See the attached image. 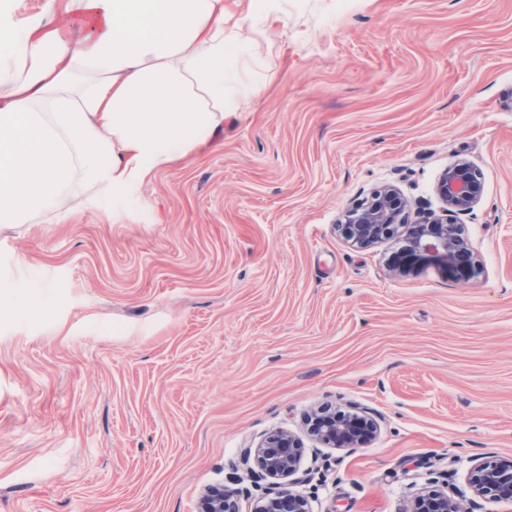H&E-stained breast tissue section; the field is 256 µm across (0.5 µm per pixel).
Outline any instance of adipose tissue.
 I'll return each instance as SVG.
<instances>
[{"mask_svg": "<svg viewBox=\"0 0 512 512\" xmlns=\"http://www.w3.org/2000/svg\"><path fill=\"white\" fill-rule=\"evenodd\" d=\"M0 0V225L66 224L120 205L225 120L280 0Z\"/></svg>", "mask_w": 512, "mask_h": 512, "instance_id": "ef3b65f1", "label": "adipose tissue"}]
</instances>
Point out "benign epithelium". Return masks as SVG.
<instances>
[{
  "instance_id": "obj_1",
  "label": "benign epithelium",
  "mask_w": 512,
  "mask_h": 512,
  "mask_svg": "<svg viewBox=\"0 0 512 512\" xmlns=\"http://www.w3.org/2000/svg\"><path fill=\"white\" fill-rule=\"evenodd\" d=\"M480 177L465 164H454L441 175L437 194L450 213L470 211L481 198ZM405 205L396 189L386 187L353 205L338 225L349 241L369 246L391 237L404 222ZM408 244L401 254L398 273L435 267L455 281L466 282L478 273L470 245L462 235L461 225L431 216L407 225ZM372 420L357 413L344 418L321 415L313 432L332 448H362L373 432ZM302 448L286 432L268 437L254 449V464L273 488L254 505L253 512H310L305 497L290 485L300 468ZM469 485L475 496L493 501H512V462H481L469 472ZM238 488L212 487L202 497L199 512H239ZM410 512H462L461 502L440 489L418 496Z\"/></svg>"
}]
</instances>
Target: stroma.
<instances>
[{
	"instance_id": "stroma-1",
	"label": "stroma",
	"mask_w": 512,
	"mask_h": 512,
	"mask_svg": "<svg viewBox=\"0 0 512 512\" xmlns=\"http://www.w3.org/2000/svg\"><path fill=\"white\" fill-rule=\"evenodd\" d=\"M226 121L123 205L0 228V512H198L207 487L261 494L243 463L287 431L311 512H408L444 479L469 512L476 460L512 461V0H281ZM457 215L467 282L391 270L403 234L338 225L396 187ZM357 412L363 448L308 433ZM437 194L450 213L470 211L481 198L480 177L476 170L465 164H454L441 175Z\"/></svg>"
}]
</instances>
